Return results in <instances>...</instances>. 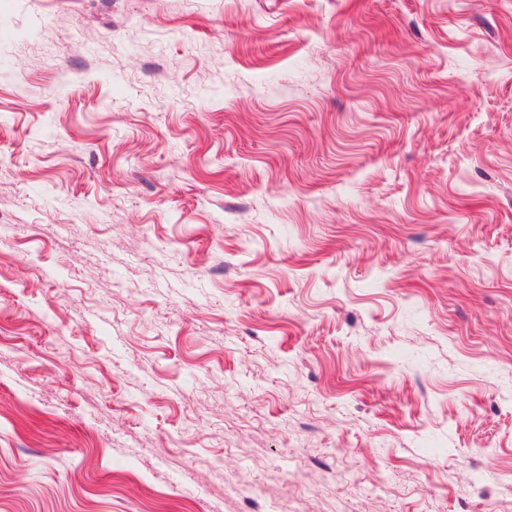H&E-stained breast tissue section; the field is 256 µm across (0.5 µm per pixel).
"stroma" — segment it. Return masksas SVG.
I'll return each mask as SVG.
<instances>
[{
	"label": "stroma",
	"mask_w": 512,
	"mask_h": 512,
	"mask_svg": "<svg viewBox=\"0 0 512 512\" xmlns=\"http://www.w3.org/2000/svg\"><path fill=\"white\" fill-rule=\"evenodd\" d=\"M0 512H512V0H0Z\"/></svg>",
	"instance_id": "obj_1"
}]
</instances>
